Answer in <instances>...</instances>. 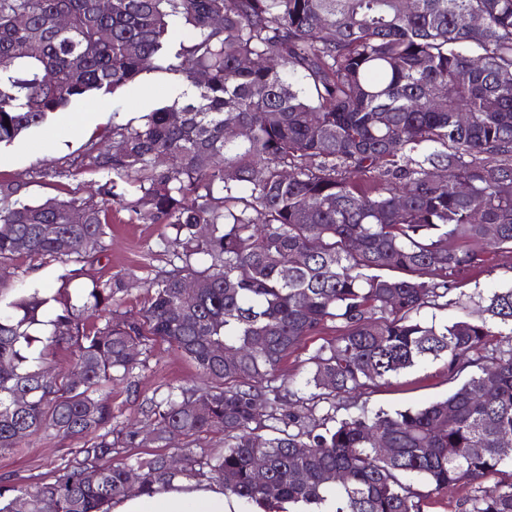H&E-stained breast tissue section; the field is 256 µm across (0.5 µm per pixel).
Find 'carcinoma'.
<instances>
[{
  "mask_svg": "<svg viewBox=\"0 0 512 512\" xmlns=\"http://www.w3.org/2000/svg\"><path fill=\"white\" fill-rule=\"evenodd\" d=\"M150 70L194 94L138 124L112 120L110 150L88 153L95 195L31 202L0 181V266L15 269L0 280V451L40 433L84 440L50 480L1 484L0 512H107L179 476L262 512H422L430 493L462 485L475 491L466 512H512L500 447L512 349L488 350L495 334L512 341V288L488 298L497 333L483 319L420 317L448 306V273L485 265L474 244L488 225L512 252V0H112L107 12L97 0H0V145ZM228 123L249 135L227 139ZM121 211L165 226L170 269L136 316L119 311L123 275H92ZM50 264L46 288L32 272ZM188 279L208 288L189 295ZM329 321L340 334L282 410L271 382ZM149 336L210 382L146 400L154 440L224 434L222 450L186 453L177 469L168 454L118 459L134 427L112 437V384L143 365L128 350ZM57 350L71 369L52 365ZM429 359L472 371L423 408L314 417ZM505 467L511 481L482 486ZM330 470L346 479L328 482Z\"/></svg>",
  "mask_w": 512,
  "mask_h": 512,
  "instance_id": "1",
  "label": "carcinoma"
}]
</instances>
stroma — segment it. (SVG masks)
Masks as SVG:
<instances>
[{"mask_svg":"<svg viewBox=\"0 0 512 512\" xmlns=\"http://www.w3.org/2000/svg\"><path fill=\"white\" fill-rule=\"evenodd\" d=\"M178 82L175 74L150 71L113 96L74 103L67 110L71 124H62L56 118L50 120L47 129L24 134L12 145L0 146V179L25 183L26 194L34 201L68 192L88 196L99 179L95 171L84 165L89 141L113 120H135L159 104L173 102ZM46 163L62 170V177L41 175L40 169ZM162 232V226L157 224L117 222L112 226L107 256L97 265L96 272L105 276L129 274L122 304L128 313H139L144 305L148 280L168 267V258L159 246ZM485 257L486 264L482 269L449 276V307L424 309L422 316L425 320L442 325L462 312L476 320L486 318L489 295L502 288H512V253L489 245L485 248ZM337 334L335 323L330 322L318 333L307 337L282 366V389H289L290 379L307 376L312 358ZM141 357L145 359L146 367L137 376L134 389L119 384L112 390L113 429L121 430L132 422L141 432L139 447L127 451L128 460L146 458L161 451L176 455L187 447L198 455L223 445L224 437L219 433H205L192 442L183 437L169 440L165 445L151 441L150 433L155 423L144 417L141 402L152 396H164L172 386L203 388L208 381L191 361L165 343L146 340L141 347ZM461 381V376L449 375L442 361H426L379 386L352 393L335 410L336 415L342 418L361 412L371 415L380 410L419 408L445 397ZM81 445L78 439L62 440L43 434L25 439L20 447L0 452V481L30 487L50 479L57 468L74 460L75 450Z\"/></svg>","mask_w":512,"mask_h":512,"instance_id":"obj_1","label":"stroma"}]
</instances>
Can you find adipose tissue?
<instances>
[{"instance_id":"adipose-tissue-1","label":"adipose tissue","mask_w":512,"mask_h":512,"mask_svg":"<svg viewBox=\"0 0 512 512\" xmlns=\"http://www.w3.org/2000/svg\"><path fill=\"white\" fill-rule=\"evenodd\" d=\"M239 504L222 484L177 478L150 495L112 500L108 512H239Z\"/></svg>"}]
</instances>
